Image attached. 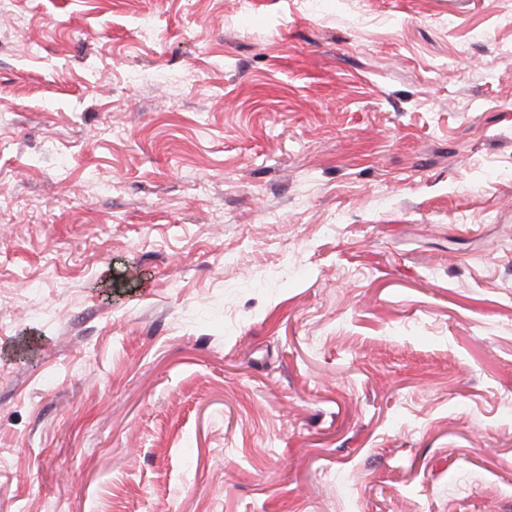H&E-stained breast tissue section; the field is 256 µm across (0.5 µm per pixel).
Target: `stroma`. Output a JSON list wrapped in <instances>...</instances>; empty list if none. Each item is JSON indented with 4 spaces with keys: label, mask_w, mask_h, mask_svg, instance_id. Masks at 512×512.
I'll return each instance as SVG.
<instances>
[{
    "label": "stroma",
    "mask_w": 512,
    "mask_h": 512,
    "mask_svg": "<svg viewBox=\"0 0 512 512\" xmlns=\"http://www.w3.org/2000/svg\"><path fill=\"white\" fill-rule=\"evenodd\" d=\"M512 0H0V512H512Z\"/></svg>",
    "instance_id": "obj_1"
}]
</instances>
